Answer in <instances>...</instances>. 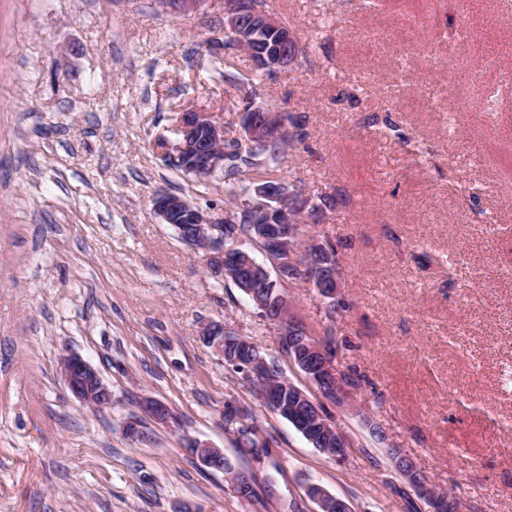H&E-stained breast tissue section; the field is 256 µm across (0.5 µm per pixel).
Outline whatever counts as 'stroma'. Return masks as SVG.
Returning a JSON list of instances; mask_svg holds the SVG:
<instances>
[{"instance_id": "obj_1", "label": "stroma", "mask_w": 512, "mask_h": 512, "mask_svg": "<svg viewBox=\"0 0 512 512\" xmlns=\"http://www.w3.org/2000/svg\"><path fill=\"white\" fill-rule=\"evenodd\" d=\"M310 57L267 81L305 116L281 174L334 206L306 233L335 243L345 309L332 346L348 397L325 401L352 447L326 458L198 335L224 323L288 380L310 384L274 329L153 213L175 193L212 215L224 180L164 160L181 112L239 131V94L213 71L224 0H0V512H316L308 484L352 512H430L395 472L414 459L461 512H512V0H270ZM323 337V302L280 284ZM112 390L81 405L63 355ZM152 398L178 425L145 416ZM273 436L240 455L224 414ZM144 438L128 440L126 422ZM379 427L383 440L370 434ZM239 457L265 503L242 502L188 452Z\"/></svg>"}]
</instances>
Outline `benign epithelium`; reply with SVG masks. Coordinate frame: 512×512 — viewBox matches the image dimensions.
<instances>
[{"instance_id": "1", "label": "benign epithelium", "mask_w": 512, "mask_h": 512, "mask_svg": "<svg viewBox=\"0 0 512 512\" xmlns=\"http://www.w3.org/2000/svg\"><path fill=\"white\" fill-rule=\"evenodd\" d=\"M224 29L234 33L243 44L255 40L260 31L275 35V42L259 51H250L255 68L278 74L291 69L297 57L291 52L296 39L289 28L282 24L273 12L259 10L250 0H225ZM243 139L263 146L283 137L288 131L286 113L264 103L247 106L242 114ZM177 134L179 141L170 160L179 163L185 171L200 179H207L224 171V124L199 111L180 115ZM252 194L258 205L250 211L227 209L220 220L212 218L196 204L177 194H163L154 203V213L162 223L171 225L179 238L203 253L206 266L217 279L230 274L236 277L241 288L262 308H267L259 289L272 282L271 273L278 280L306 276L312 287L330 298H336L341 288V277L336 275L333 264H317L312 256L325 255L326 244L311 241L313 249L302 255L288 246L293 225L285 204L294 201L301 208L304 202L289 191L288 183L276 177L257 176L253 179ZM248 221L256 225V239L262 251L269 257L272 267L255 261L251 255L237 247L224 246V224H241ZM287 307L283 295L274 298L276 316L270 319L276 333L283 339L294 335L296 321L284 317ZM198 335L209 346L220 352L224 346V324L203 322ZM288 355L305 377L326 399L345 396V377L336 363L335 355L319 338L307 335L291 344ZM245 376L251 381H261L267 376L268 363L260 355L242 358ZM61 373L72 395L81 403L103 408L112 404V390L102 379L99 371L78 354L61 359ZM304 419L313 425L310 441L322 446V452L338 462L344 461L351 447L348 437L323 413L322 404L304 391H297ZM145 414L159 424H175L177 417L164 403L147 399L143 402ZM189 451L201 466L217 469L224 460V450L198 440L189 441ZM394 464L407 480L417 487L428 486L427 479L415 462L400 452ZM308 495L323 512H351L343 499L328 493L318 485L308 488Z\"/></svg>"}]
</instances>
